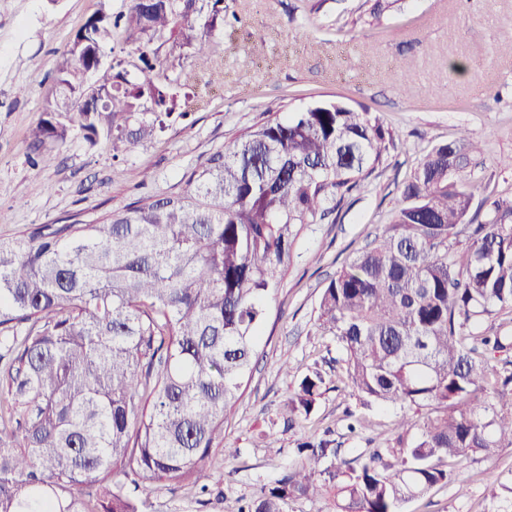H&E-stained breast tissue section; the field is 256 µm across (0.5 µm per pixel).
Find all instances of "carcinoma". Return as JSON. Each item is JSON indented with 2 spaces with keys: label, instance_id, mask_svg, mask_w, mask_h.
<instances>
[{
  "label": "carcinoma",
  "instance_id": "1",
  "mask_svg": "<svg viewBox=\"0 0 512 512\" xmlns=\"http://www.w3.org/2000/svg\"><path fill=\"white\" fill-rule=\"evenodd\" d=\"M225 24L224 0H130L90 17L57 61L29 151L74 134L118 152L153 140L188 97L160 49L205 69ZM120 26L135 48L105 67ZM91 83L109 96L87 98ZM395 145L367 107L325 100L248 127L187 171L180 193L0 237V512H142L158 484L205 478L213 449L236 456L224 423L296 243ZM476 151L465 131L433 146L384 233L320 298L362 406L400 408L395 442L353 466L333 440L303 441L238 512L327 495L336 512H402L453 480L442 460L512 447V371L492 364L512 336L473 332L512 310V199L468 218L475 186L461 171ZM461 224L472 225L462 250ZM325 384L307 371L288 420L308 418Z\"/></svg>",
  "mask_w": 512,
  "mask_h": 512
}]
</instances>
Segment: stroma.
Listing matches in <instances>:
<instances>
[{"instance_id":"obj_1","label":"stroma","mask_w":512,"mask_h":512,"mask_svg":"<svg viewBox=\"0 0 512 512\" xmlns=\"http://www.w3.org/2000/svg\"><path fill=\"white\" fill-rule=\"evenodd\" d=\"M366 0H224L236 14L230 35H216L210 69L184 63L189 98L157 139L117 153L111 141L72 137L31 157L30 132L55 93L54 68L85 20L126 12L128 0H0V237L73 214L92 220L143 196L184 188V175L245 128L324 99L363 105L391 131L396 146L365 187L322 224L310 225L288 261L271 306L252 376L224 425L226 447L211 454L199 493L165 482L145 512H237V500L285 474L298 442L331 430L354 459L393 440L399 410L362 408L336 339L317 322L327 282L375 240L401 204L399 188L435 144L467 131L482 152L462 172L484 198L512 197V56L495 46L512 40V0H397L381 25L363 22ZM468 59L467 72L448 63ZM291 372H284L283 363ZM319 369L325 390L308 420L281 416L299 379ZM364 427L348 435L347 412ZM274 434L276 447L265 436ZM460 479L407 502L403 512H512V447L494 458L445 461Z\"/></svg>"}]
</instances>
